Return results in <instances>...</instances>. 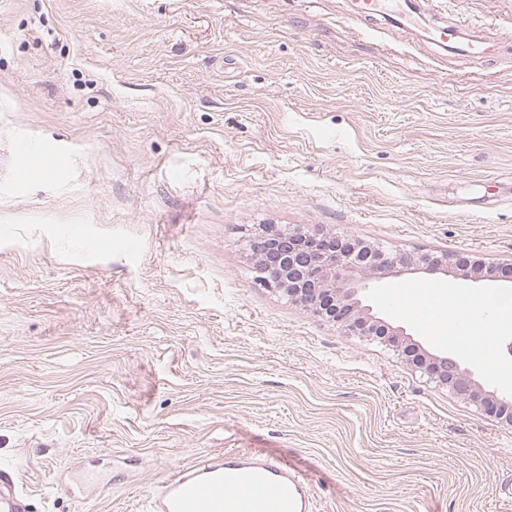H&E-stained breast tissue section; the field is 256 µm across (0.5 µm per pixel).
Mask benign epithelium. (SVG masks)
Segmentation results:
<instances>
[{"instance_id":"benign-epithelium-1","label":"benign epithelium","mask_w":512,"mask_h":512,"mask_svg":"<svg viewBox=\"0 0 512 512\" xmlns=\"http://www.w3.org/2000/svg\"><path fill=\"white\" fill-rule=\"evenodd\" d=\"M248 246L254 269L265 273L257 278L260 286L355 335L380 341L454 397L512 426L511 380L488 382L477 364L463 361L447 348L424 345L368 303L370 286L383 279L417 277L453 285L498 282L495 268L473 259L463 261L458 254L393 253L360 239L276 225L250 234Z\"/></svg>"}]
</instances>
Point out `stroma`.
<instances>
[{
  "label": "stroma",
  "mask_w": 512,
  "mask_h": 512,
  "mask_svg": "<svg viewBox=\"0 0 512 512\" xmlns=\"http://www.w3.org/2000/svg\"><path fill=\"white\" fill-rule=\"evenodd\" d=\"M351 6L0 0V465L32 512H147L227 448L317 512H512V428L254 281L260 224L512 263V0ZM456 20L493 57L434 44ZM46 144L65 170L18 174ZM76 459L92 497L57 490ZM417 5L413 0H358L354 14L365 19L381 16L399 28H409L417 21Z\"/></svg>",
  "instance_id": "35a3bbf8"
}]
</instances>
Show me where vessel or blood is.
<instances>
[{
    "label": "vessel or blood",
    "mask_w": 512,
    "mask_h": 512,
    "mask_svg": "<svg viewBox=\"0 0 512 512\" xmlns=\"http://www.w3.org/2000/svg\"><path fill=\"white\" fill-rule=\"evenodd\" d=\"M354 13L366 19L384 17L408 28L418 17L415 0H356ZM65 155L41 147L18 155L16 166L64 170ZM403 292L414 299L413 318L427 323L435 283H406ZM149 512H313L306 471L287 458L257 449H230L183 465L147 497ZM0 512H30V496L16 473L0 467Z\"/></svg>",
    "instance_id": "vessel-or-blood-1"
}]
</instances>
